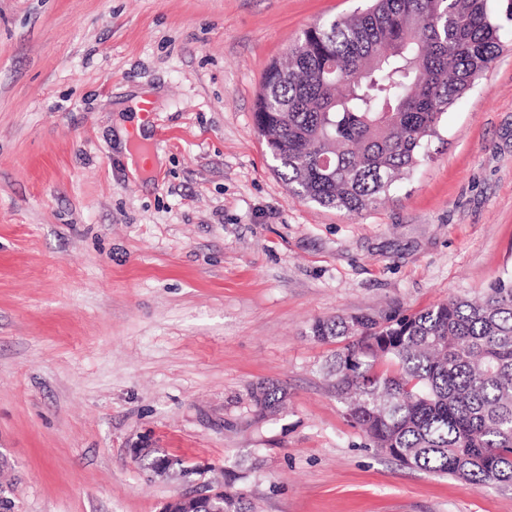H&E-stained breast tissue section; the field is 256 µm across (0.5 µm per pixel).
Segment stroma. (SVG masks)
I'll use <instances>...</instances> for the list:
<instances>
[{
  "label": "stroma",
  "instance_id": "obj_1",
  "mask_svg": "<svg viewBox=\"0 0 512 512\" xmlns=\"http://www.w3.org/2000/svg\"><path fill=\"white\" fill-rule=\"evenodd\" d=\"M366 3L0 0V485L18 512H162L190 487L137 448L208 464L197 488L257 512H512V487L376 451L325 369L336 343L310 334L512 279V0H489L506 50L375 207H320L275 171L265 69ZM261 381L288 395L271 420ZM286 392L273 382H259L250 391L254 415L264 420L275 415L286 400Z\"/></svg>",
  "mask_w": 512,
  "mask_h": 512
}]
</instances>
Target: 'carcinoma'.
I'll return each instance as SVG.
<instances>
[{"label":"carcinoma","mask_w":512,"mask_h":512,"mask_svg":"<svg viewBox=\"0 0 512 512\" xmlns=\"http://www.w3.org/2000/svg\"><path fill=\"white\" fill-rule=\"evenodd\" d=\"M502 52L488 0H370L308 26L266 69L255 128L294 195L358 214L429 158L443 116ZM310 333L341 344L327 372L375 448L475 488L512 486L511 281L409 315L317 319ZM250 400L264 420L286 392L262 381ZM141 464L186 470L158 451ZM221 508L252 512L241 490Z\"/></svg>","instance_id":"cac0c4a2"}]
</instances>
